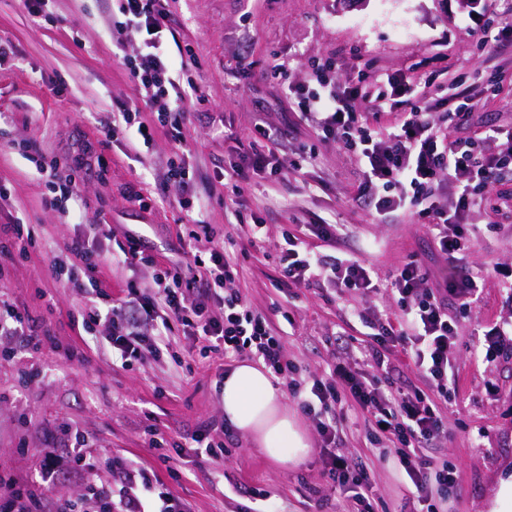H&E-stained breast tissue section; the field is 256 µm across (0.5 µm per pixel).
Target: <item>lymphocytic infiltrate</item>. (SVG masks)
Listing matches in <instances>:
<instances>
[{"mask_svg": "<svg viewBox=\"0 0 512 512\" xmlns=\"http://www.w3.org/2000/svg\"><path fill=\"white\" fill-rule=\"evenodd\" d=\"M486 21L480 45L512 52V8L502 0H482ZM123 39L115 44L117 56L137 85L141 104L124 105L118 117L101 119V132L111 139L134 131L136 141L150 143L157 128H166L175 143L186 139L185 117L190 98L185 82L189 66H174L165 49L172 27L160 0H117ZM141 44L128 54L129 41ZM331 64L313 67V84L287 86L286 91L305 120L326 138H333L352 154L362 173L353 197L355 205L378 220L409 217L425 226L438 253L454 268L442 284L428 286L423 264L411 259L385 278H377L361 251L342 256L321 255L294 235H284L278 259L286 282L299 288L359 292L364 304L357 318L367 330L366 345L354 358L340 357L323 373L310 377V395L302 397L289 360L285 338L271 319L252 310L228 287L239 275L226 249L212 250L209 259L194 257L185 266L160 271L151 294L137 291L104 306L90 307L85 329L105 325L113 352L122 362H146L167 345L175 332L203 338L208 351L225 361L255 360L264 365L304 412L314 421L322 441L323 462L330 479L357 512H367L373 492L370 468L360 458L340 450L344 400H352L368 424L371 443L389 442L399 466L413 487L420 512H440L456 488L454 465L448 461L443 408L456 390L457 369L451 347L457 334L448 316L449 302L469 306L479 281L462 259L469 248L468 218L487 208L490 194L504 173H512V132L489 129L472 139H448L434 119L438 108L449 116L468 107L480 83L498 86L500 72L472 68L457 78L437 100L422 96L417 83L402 74H384L375 86L364 85L358 73L336 82ZM370 99L374 112H390L393 125L375 128L373 114L359 112V101ZM150 110L151 119L141 117ZM455 198L454 208L440 200L441 190ZM108 225L97 224L89 233L71 237L69 269L52 267L72 290L83 293L98 287L96 273L102 260L124 263L135 257L134 241L116 242L107 256L95 254L91 240L111 238ZM389 293L392 312L379 310L377 297ZM405 357L419 370L421 383L404 378L395 364ZM154 493L151 472L135 462L116 461L109 480L91 487L86 512H146L144 498ZM157 494V493H154ZM157 512H188L173 495L159 493Z\"/></svg>", "mask_w": 512, "mask_h": 512, "instance_id": "obj_1", "label": "lymphocytic infiltrate"}]
</instances>
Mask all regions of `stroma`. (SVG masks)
I'll use <instances>...</instances> for the list:
<instances>
[{"label":"stroma","instance_id":"obj_1","mask_svg":"<svg viewBox=\"0 0 512 512\" xmlns=\"http://www.w3.org/2000/svg\"><path fill=\"white\" fill-rule=\"evenodd\" d=\"M172 57L192 48L198 92L188 104L184 159L205 213L182 210L180 188L166 181L174 144L157 129L150 145L120 135L105 139L98 120L138 97L135 83L112 57L119 33L115 0H49L43 18L30 16L22 0H0V41L12 61L0 66V228L25 224L32 242L25 252L0 257V300L49 340L36 348L20 339L0 340V474L24 482L34 476L40 449H60V474L43 488L42 512L60 502H80L87 487L108 476L112 462L128 458L153 469L158 482L190 512H343L346 500L329 479L312 418L300 414L308 454L297 463H277L224 417L220 357L206 353L203 339L176 333L145 363L113 360L105 329L86 333L82 308L97 299L52 277L49 265L71 264L67 240L93 224L111 225L118 239H133V263L100 267L98 277L113 298L128 286L152 288L156 262L182 264L194 221L212 231L195 252L233 236L240 275L232 288L253 309L284 331L286 350L302 372H323L334 361L333 339L364 340L348 313L356 293L317 292L280 284L277 253L283 233L306 240L314 251L340 255L378 239L369 257L378 275L410 256L423 263L430 282L443 280L450 264L433 248L422 225L396 218L376 222L354 205L360 182L355 158L333 139L317 135L285 93L287 85L311 83L312 63L331 61L337 80L360 69L366 84L384 73L420 81L422 94L437 97L441 85L480 63L485 54L474 37L482 17L459 0H167ZM287 66L278 73L274 64ZM449 138L487 127L512 129V85L478 97L470 113L446 122ZM281 131L271 150L281 175L251 174L241 183L238 225L228 223L231 205L224 171L240 163L241 142L256 121ZM235 138L224 136L225 129ZM104 166H96L95 156ZM58 162L61 179L75 181L80 201L59 209L47 205L54 191L40 165ZM151 193L147 207L128 201L131 191ZM493 210L471 215L467 267L480 278L477 300L458 315V390L444 411L448 458L458 486L449 512H485L504 467L512 466V358L489 352L485 331L512 321V175L492 191ZM265 226L252 243L247 226ZM347 225L339 245L311 232L322 222ZM343 452L369 456L375 494L370 512H404L410 482L390 455L371 450L366 424L352 402ZM204 434L223 442L217 455L176 449L181 438ZM269 494L253 499L250 488Z\"/></svg>","mask_w":512,"mask_h":512}]
</instances>
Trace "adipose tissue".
I'll return each mask as SVG.
<instances>
[{
  "label": "adipose tissue",
  "instance_id": "adipose-tissue-1",
  "mask_svg": "<svg viewBox=\"0 0 512 512\" xmlns=\"http://www.w3.org/2000/svg\"><path fill=\"white\" fill-rule=\"evenodd\" d=\"M225 418L249 435L271 460H300L308 449L297 418L289 413L278 386L251 362L237 364L224 375Z\"/></svg>",
  "mask_w": 512,
  "mask_h": 512
}]
</instances>
